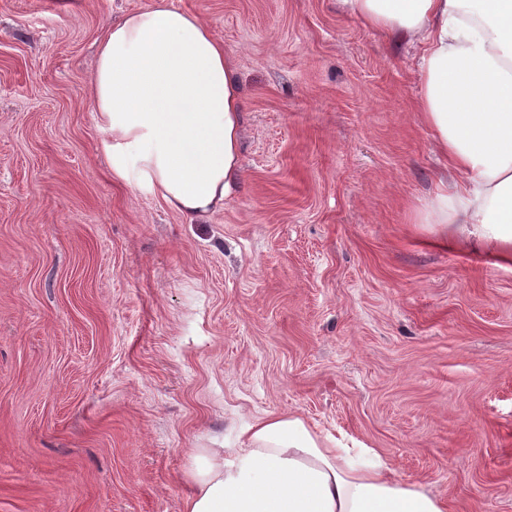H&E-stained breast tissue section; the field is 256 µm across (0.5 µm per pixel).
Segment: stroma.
Returning a JSON list of instances; mask_svg holds the SVG:
<instances>
[{"label":"stroma","instance_id":"35a3bbf8","mask_svg":"<svg viewBox=\"0 0 512 512\" xmlns=\"http://www.w3.org/2000/svg\"><path fill=\"white\" fill-rule=\"evenodd\" d=\"M0 0V512H180L195 448L294 411L451 512H512V263L428 243L420 50L336 0H174L232 54L239 185L189 220L114 180L103 28Z\"/></svg>","mask_w":512,"mask_h":512}]
</instances>
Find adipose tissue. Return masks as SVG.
<instances>
[{
    "mask_svg": "<svg viewBox=\"0 0 512 512\" xmlns=\"http://www.w3.org/2000/svg\"><path fill=\"white\" fill-rule=\"evenodd\" d=\"M366 28L418 44L416 110L458 174L415 222L433 244L512 262V0H339ZM92 107L113 178L189 219L223 209L241 175L243 99L223 39L153 0L107 25ZM181 512H450L378 453L294 412L192 449Z\"/></svg>",
    "mask_w": 512,
    "mask_h": 512,
    "instance_id": "obj_1",
    "label": "adipose tissue"
}]
</instances>
